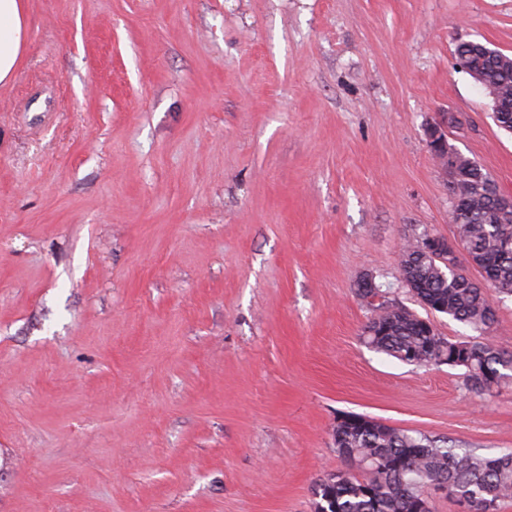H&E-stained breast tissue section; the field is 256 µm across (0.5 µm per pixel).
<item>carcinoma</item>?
I'll return each instance as SVG.
<instances>
[{
	"label": "carcinoma",
	"instance_id": "obj_1",
	"mask_svg": "<svg viewBox=\"0 0 512 512\" xmlns=\"http://www.w3.org/2000/svg\"><path fill=\"white\" fill-rule=\"evenodd\" d=\"M456 69L467 73L475 64L476 82L485 97L496 93L512 99V66L498 62L496 50L473 54L463 42L456 48ZM491 176L470 170L459 175L452 189L450 218L456 236L467 246V262L481 279L447 270L421 251L419 238H408L400 253V275L424 306L469 327L475 336L452 341L426 325L409 308L377 305L380 314L366 325L363 341L379 353L408 365L447 364L464 369L466 385L484 394L512 380V353L497 347L491 336L497 308L486 289L512 298V217L502 224L500 191L486 188ZM336 448H351L367 469L339 484L320 478L312 486L313 512H418L417 502L436 482L448 485V499L466 500L475 512L488 502L502 505L512 498V450L483 455L458 448L446 438L390 427L373 419L361 429L336 426Z\"/></svg>",
	"mask_w": 512,
	"mask_h": 512
}]
</instances>
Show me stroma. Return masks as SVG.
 <instances>
[{"label": "stroma", "instance_id": "1", "mask_svg": "<svg viewBox=\"0 0 512 512\" xmlns=\"http://www.w3.org/2000/svg\"><path fill=\"white\" fill-rule=\"evenodd\" d=\"M0 85V512H312L359 414L512 450V383L368 348L405 237L453 238L426 136L512 196L454 68L512 0H27ZM450 124L448 116L444 120H439L431 124L427 130L429 146L435 155L441 154L442 150H450L455 153L451 147H448V125ZM446 152V151H445Z\"/></svg>", "mask_w": 512, "mask_h": 512}]
</instances>
